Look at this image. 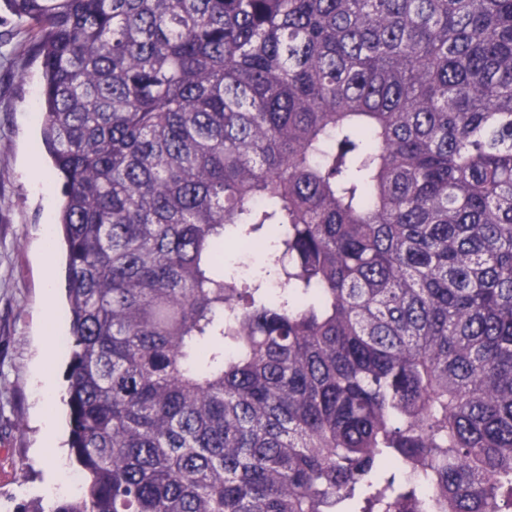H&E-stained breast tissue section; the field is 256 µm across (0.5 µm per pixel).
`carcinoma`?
Listing matches in <instances>:
<instances>
[{
    "label": "carcinoma",
    "mask_w": 512,
    "mask_h": 512,
    "mask_svg": "<svg viewBox=\"0 0 512 512\" xmlns=\"http://www.w3.org/2000/svg\"><path fill=\"white\" fill-rule=\"evenodd\" d=\"M0 2L61 193L52 512H512V0Z\"/></svg>",
    "instance_id": "obj_1"
}]
</instances>
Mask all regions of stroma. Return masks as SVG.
Masks as SVG:
<instances>
[{
    "instance_id": "obj_1",
    "label": "stroma",
    "mask_w": 512,
    "mask_h": 512,
    "mask_svg": "<svg viewBox=\"0 0 512 512\" xmlns=\"http://www.w3.org/2000/svg\"><path fill=\"white\" fill-rule=\"evenodd\" d=\"M34 39L0 12V512L47 503L41 487L53 462L40 454L43 413L57 421L59 447L69 434L62 398L70 361L64 250L44 241L60 189L35 117L42 78ZM49 279L56 291L51 304L44 294ZM40 373L52 379L57 398L42 399Z\"/></svg>"
}]
</instances>
